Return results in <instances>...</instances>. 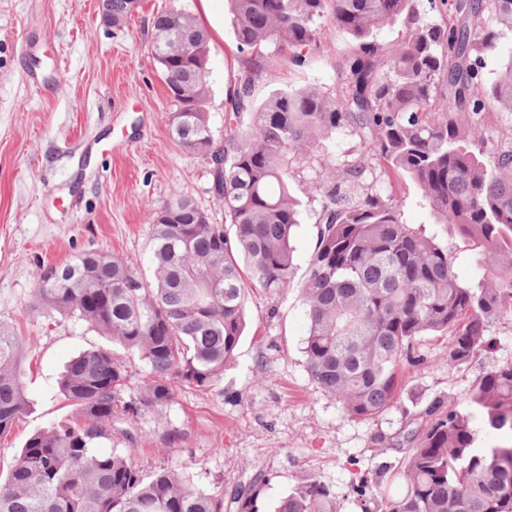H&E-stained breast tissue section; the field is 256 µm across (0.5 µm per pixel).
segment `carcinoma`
Instances as JSON below:
<instances>
[{
  "mask_svg": "<svg viewBox=\"0 0 512 512\" xmlns=\"http://www.w3.org/2000/svg\"><path fill=\"white\" fill-rule=\"evenodd\" d=\"M237 70L224 98V145L215 144L206 102L207 30L173 6L153 22L151 55L175 111L170 126L185 152L208 161L211 191L224 206L215 224L192 199L171 196L154 214L145 285L122 259L84 250L43 268L36 294L134 351L146 367L143 390L123 358L104 348L74 357L59 380L81 419L31 435L0 488V512H224V494H206L190 475L159 471L143 480L128 456L100 448L112 420L161 414L180 384L211 388L234 359L245 327L246 284L269 294L290 287L293 235L300 224L295 170L342 127L362 155L345 164L358 178L366 159L388 179L409 180L434 217L469 238L481 276L465 286L448 246L379 193L349 202L321 185L326 202L302 285L309 378L351 419L394 407L405 371L422 358L425 336L446 340L448 370L487 347L489 320L512 318V128L489 153L475 119L512 112V61L489 83L482 54L512 35V0H228ZM330 21L349 38L336 85L274 89L257 101L271 62L306 70L323 62L319 35ZM400 23L392 43L377 38ZM191 56H160L170 32ZM251 113L246 123L243 114ZM18 337L0 325V436L28 411ZM403 460L387 465L402 491L359 478L361 512H512V363L487 369L458 407L439 395L399 440ZM259 490L234 495L251 512ZM277 512H338L327 486L306 476Z\"/></svg>",
  "mask_w": 512,
  "mask_h": 512,
  "instance_id": "cac0c4a2",
  "label": "carcinoma"
}]
</instances>
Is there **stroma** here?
Segmentation results:
<instances>
[{
  "label": "stroma",
  "instance_id": "1",
  "mask_svg": "<svg viewBox=\"0 0 512 512\" xmlns=\"http://www.w3.org/2000/svg\"><path fill=\"white\" fill-rule=\"evenodd\" d=\"M175 3L205 24L216 42L206 109L220 145L225 92L237 70L226 0H138L117 27L104 18L102 0H0V323L20 339L21 380L30 400L28 412L0 436L1 472L31 434L50 421L78 418L76 407L59 395L58 378L79 352L111 344L41 305L34 288L43 265L99 249L122 258L149 282L152 215L170 196L191 198L213 223L224 221L206 159L184 152L171 133L174 106L150 55L153 19ZM347 46L342 32L322 24L325 61L304 72L272 67L267 82L334 87V63ZM360 152L358 138L343 128L299 168L293 284L273 296L246 290V328L216 386H181L164 416L115 422L112 445L144 478L162 468L186 469L201 490L228 498L256 483V512H275L313 473L335 493L340 512H360L352 481L401 459L383 450L381 439L395 437L407 414L420 412L436 396L464 405L486 369L512 362L507 317L490 324L491 350L454 371L446 365L444 340L426 337L425 361L404 374L396 406L369 421L346 417L335 398L310 380L300 288L323 203L313 185L340 184L355 198L370 191L395 194L406 223L425 225L447 243L460 281H478L476 251L434 223L413 184H390L375 160L361 180L344 174V163Z\"/></svg>",
  "mask_w": 512,
  "mask_h": 512
}]
</instances>
